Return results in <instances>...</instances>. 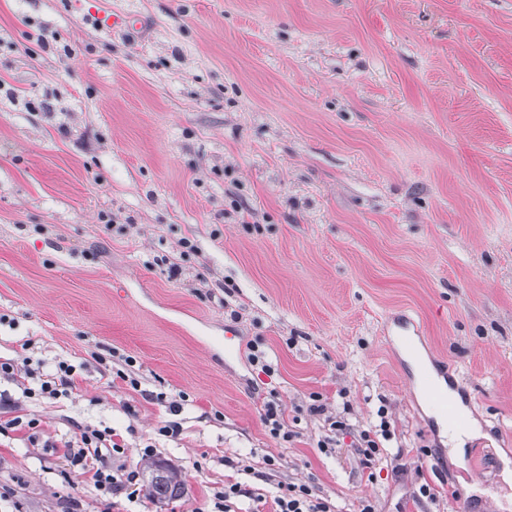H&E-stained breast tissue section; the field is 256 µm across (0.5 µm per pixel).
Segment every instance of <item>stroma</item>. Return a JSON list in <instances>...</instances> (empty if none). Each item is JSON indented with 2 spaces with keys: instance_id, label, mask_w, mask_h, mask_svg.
Segmentation results:
<instances>
[{
  "instance_id": "1",
  "label": "stroma",
  "mask_w": 512,
  "mask_h": 512,
  "mask_svg": "<svg viewBox=\"0 0 512 512\" xmlns=\"http://www.w3.org/2000/svg\"><path fill=\"white\" fill-rule=\"evenodd\" d=\"M107 10L134 28L93 25ZM252 341L272 374L224 352ZM112 351L141 392L96 362ZM27 357L82 381L35 401L1 380L14 415L56 439L134 427L125 464L152 447L185 489L105 504L55 449L6 439L0 512L75 492L83 512H194L230 478L267 498L242 512L280 482L336 512H512V0H0V358ZM438 369L479 427L460 459L418 389ZM147 391L186 395L178 439ZM313 394L356 425L386 407L375 479L351 436L318 449ZM272 397L291 441L262 421Z\"/></svg>"
}]
</instances>
